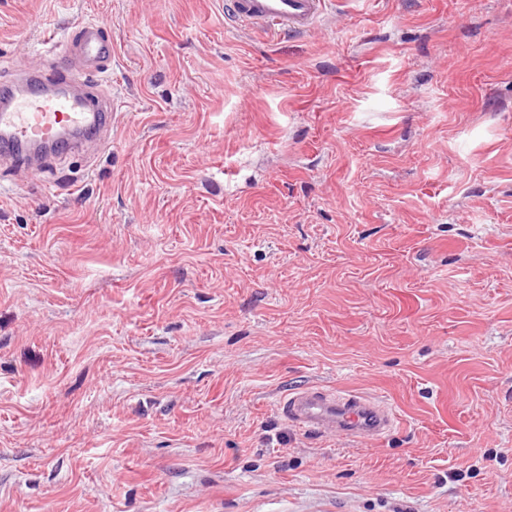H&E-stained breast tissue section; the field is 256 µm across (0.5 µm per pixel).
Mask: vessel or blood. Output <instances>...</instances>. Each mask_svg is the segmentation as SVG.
<instances>
[{
  "instance_id": "obj_1",
  "label": "vessel or blood",
  "mask_w": 512,
  "mask_h": 512,
  "mask_svg": "<svg viewBox=\"0 0 512 512\" xmlns=\"http://www.w3.org/2000/svg\"><path fill=\"white\" fill-rule=\"evenodd\" d=\"M328 0H224V13L237 25L269 36L304 34L323 18ZM52 57V75L17 64V77L0 87V159L37 174L41 156L37 145L68 136L77 149L86 131L112 122V102L102 98L94 83L112 60V42L99 24L87 23L69 38L65 49L45 39ZM282 414L295 426L312 428L339 438H379L395 424V416L381 401L352 392L302 387L280 402Z\"/></svg>"
}]
</instances>
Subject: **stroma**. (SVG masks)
Segmentation results:
<instances>
[{
    "label": "stroma",
    "mask_w": 512,
    "mask_h": 512,
    "mask_svg": "<svg viewBox=\"0 0 512 512\" xmlns=\"http://www.w3.org/2000/svg\"><path fill=\"white\" fill-rule=\"evenodd\" d=\"M89 22L105 143L0 162V512H512V0H0V86ZM328 0H225L224 15L237 25L274 37L309 32L323 18ZM282 414L295 426L337 438H379L395 425V415L381 401L352 392L302 387L280 402Z\"/></svg>",
    "instance_id": "1"
}]
</instances>
